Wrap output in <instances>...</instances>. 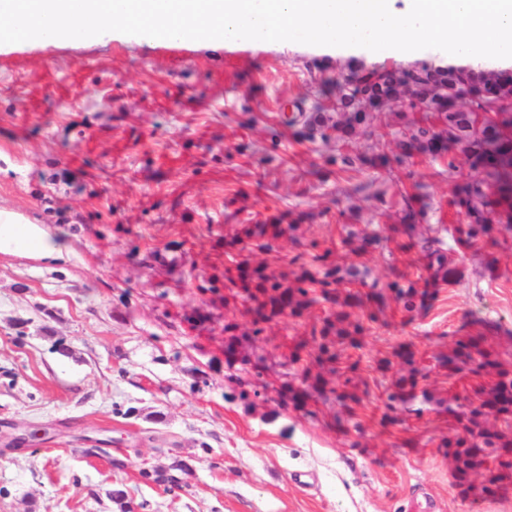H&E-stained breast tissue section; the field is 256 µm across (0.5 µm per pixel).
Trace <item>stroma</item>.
Returning <instances> with one entry per match:
<instances>
[{
    "label": "stroma",
    "instance_id": "obj_1",
    "mask_svg": "<svg viewBox=\"0 0 512 512\" xmlns=\"http://www.w3.org/2000/svg\"><path fill=\"white\" fill-rule=\"evenodd\" d=\"M346 73V60L274 43L0 50V207L72 248L57 261L0 254V437L49 428L0 444V512H118L119 486L141 512H512V475L481 491L496 449L461 485L443 446L475 389L512 373V224L458 250L450 201L472 172L461 158L400 157L395 112L347 143L288 126V104L312 106L322 80ZM382 137L389 166L338 163ZM408 195L426 211L418 234L438 237L455 270L425 308L391 297L373 322L352 309L365 331L334 364H318L313 332L335 303L254 333L225 277L245 255L289 273L319 249L345 267L353 228L380 243L339 297L422 284L420 248L399 231ZM245 224L287 231L247 254ZM464 336L482 338L497 371L449 376L442 358ZM402 344L412 360L395 356ZM318 376L332 394L294 405L289 389ZM400 384L408 399L390 401ZM178 460L191 467L180 490L140 481V468Z\"/></svg>",
    "mask_w": 512,
    "mask_h": 512
}]
</instances>
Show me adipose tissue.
I'll return each mask as SVG.
<instances>
[{
	"label": "adipose tissue",
	"instance_id": "adipose-tissue-1",
	"mask_svg": "<svg viewBox=\"0 0 512 512\" xmlns=\"http://www.w3.org/2000/svg\"><path fill=\"white\" fill-rule=\"evenodd\" d=\"M69 250V245L56 241L42 226L14 210L0 208V253L58 258Z\"/></svg>",
	"mask_w": 512,
	"mask_h": 512
}]
</instances>
